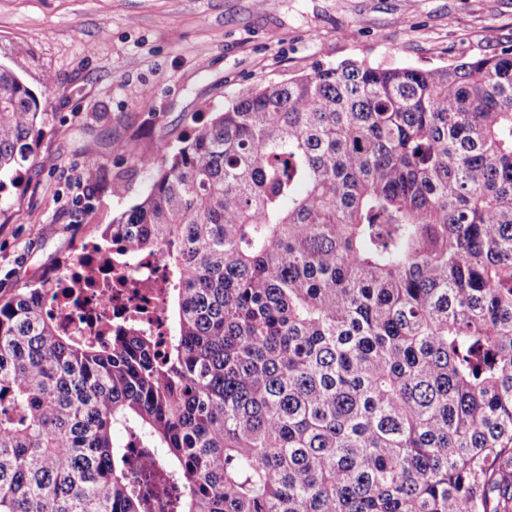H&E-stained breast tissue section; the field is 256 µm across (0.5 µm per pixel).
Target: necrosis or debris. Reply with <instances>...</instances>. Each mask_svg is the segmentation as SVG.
I'll return each mask as SVG.
<instances>
[{
  "label": "necrosis or debris",
  "mask_w": 512,
  "mask_h": 512,
  "mask_svg": "<svg viewBox=\"0 0 512 512\" xmlns=\"http://www.w3.org/2000/svg\"><path fill=\"white\" fill-rule=\"evenodd\" d=\"M100 243L86 242L74 261L56 275L59 287L49 289L47 306L67 334L93 338L106 321H131L148 335L171 334L168 287L172 275L153 252L127 254L122 266L100 265Z\"/></svg>",
  "instance_id": "4bbe7bcc"
}]
</instances>
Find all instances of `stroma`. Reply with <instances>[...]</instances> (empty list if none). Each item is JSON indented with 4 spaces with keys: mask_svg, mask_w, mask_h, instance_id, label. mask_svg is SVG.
Masks as SVG:
<instances>
[{
    "mask_svg": "<svg viewBox=\"0 0 512 512\" xmlns=\"http://www.w3.org/2000/svg\"><path fill=\"white\" fill-rule=\"evenodd\" d=\"M510 48L512 0H0V66L43 110L34 168L0 190V294L140 202L151 175L130 154L179 146L249 89L320 65L434 69Z\"/></svg>",
    "mask_w": 512,
    "mask_h": 512,
    "instance_id": "obj_1",
    "label": "stroma"
}]
</instances>
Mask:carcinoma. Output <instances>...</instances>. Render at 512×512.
<instances>
[{
	"label": "carcinoma",
	"instance_id": "cac0c4a2",
	"mask_svg": "<svg viewBox=\"0 0 512 512\" xmlns=\"http://www.w3.org/2000/svg\"><path fill=\"white\" fill-rule=\"evenodd\" d=\"M41 117L0 67V189ZM131 159L102 240L162 255L173 334L0 295V512H512V53L321 65Z\"/></svg>",
	"mask_w": 512,
	"mask_h": 512
}]
</instances>
